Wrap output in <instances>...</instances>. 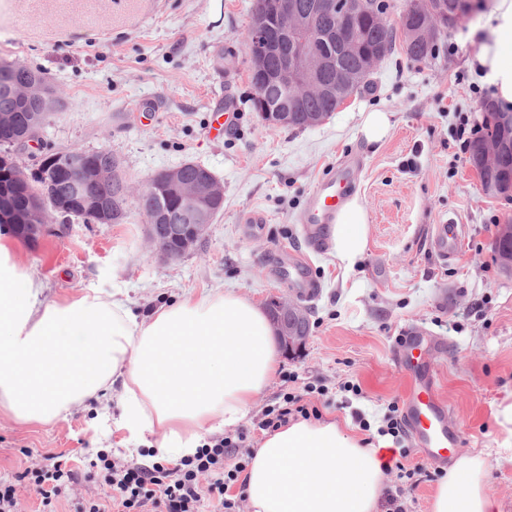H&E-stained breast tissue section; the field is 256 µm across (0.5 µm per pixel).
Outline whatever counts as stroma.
Returning <instances> with one entry per match:
<instances>
[{"instance_id": "35a3bbf8", "label": "stroma", "mask_w": 512, "mask_h": 512, "mask_svg": "<svg viewBox=\"0 0 512 512\" xmlns=\"http://www.w3.org/2000/svg\"><path fill=\"white\" fill-rule=\"evenodd\" d=\"M254 0H0V58L44 72L60 90L26 166L59 148L107 149L133 188L187 161L208 167L224 185V208L197 247L176 262L161 260L145 235L137 196L122 224L79 218L45 224L37 243L17 240L21 267L43 281L48 298L89 288L122 291L146 313L186 292L232 291L265 306L294 298L269 260L281 248L305 254L321 292L306 301L310 333L301 350L282 354L278 376L259 396L243 426L251 446L262 431L253 420L294 386L325 385L320 411L351 433L360 422L380 428L390 404H401L404 379L394 363L395 339L423 329L448 345L435 361L441 392L459 428L457 453L482 455L487 490L512 512V453L502 410L512 404V273L497 260L502 225L512 224V197L485 194L469 162L462 127L483 128L485 101L497 90L478 62L486 16L449 30L427 62L395 49L375 69L369 90L353 96L318 126L271 129L249 102L247 47ZM238 109L223 137L209 136L212 109L224 99ZM392 115L384 141L368 144L362 113ZM356 153L355 197L367 213L366 248L353 264L334 247L307 252L295 217L310 191L344 156ZM251 213L267 223L242 224ZM455 215L467 235L453 260L430 250L432 228ZM361 387V394L345 388ZM119 415L116 399L92 397L55 423L24 425L0 415V474L23 475L47 454L62 456L75 487L96 491L90 477L98 451L143 463L145 446L125 449L120 433L98 416ZM422 465L402 497L404 512H430L441 481Z\"/></svg>"}]
</instances>
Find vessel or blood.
Returning a JSON list of instances; mask_svg holds the SVG:
<instances>
[{
    "label": "vessel or blood",
    "mask_w": 512,
    "mask_h": 512,
    "mask_svg": "<svg viewBox=\"0 0 512 512\" xmlns=\"http://www.w3.org/2000/svg\"><path fill=\"white\" fill-rule=\"evenodd\" d=\"M355 162V156H347L311 190L302 215L305 241L311 250L325 247L330 225L349 200ZM465 235L464 225L455 218L441 217L433 228L430 248L442 259H453ZM274 274L303 297H315L319 290L306 265L287 253H280ZM442 347L440 339L407 331L397 341L394 358L406 382L404 420L409 438L429 462L444 466L453 456L460 433L449 426L448 404L438 394L433 356Z\"/></svg>",
    "instance_id": "obj_1"
}]
</instances>
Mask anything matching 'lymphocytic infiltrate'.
<instances>
[{
	"label": "lymphocytic infiltrate",
	"instance_id": "obj_1",
	"mask_svg": "<svg viewBox=\"0 0 512 512\" xmlns=\"http://www.w3.org/2000/svg\"><path fill=\"white\" fill-rule=\"evenodd\" d=\"M316 405L303 394L284 393L279 404L265 407L256 423L273 432L302 418L320 419ZM252 456L249 434L240 430L212 437L193 456L180 459L174 467L121 463L108 453H98V483L101 493L79 498L75 512H201L211 503L214 512H236L237 502L227 496L238 482Z\"/></svg>",
	"mask_w": 512,
	"mask_h": 512
}]
</instances>
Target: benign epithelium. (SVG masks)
Masks as SVG:
<instances>
[{
	"mask_svg": "<svg viewBox=\"0 0 512 512\" xmlns=\"http://www.w3.org/2000/svg\"><path fill=\"white\" fill-rule=\"evenodd\" d=\"M324 15L334 18L335 23L329 29L319 31L317 22ZM366 16L386 24L384 17L377 13L374 0H316L308 13L298 12L288 0H273L271 11L255 15L248 36L253 58L251 75L258 87H274L279 92L276 102L262 101L261 118L267 127L281 128L295 122V103L302 96L325 92L345 102L365 85L380 63V55L370 57L359 71L345 72L336 67L335 55L323 53L317 45L327 41L341 49H356L360 44L358 24ZM451 18L452 3L449 0L440 3L409 0L400 24L413 43L446 29ZM17 95L31 113L30 120L19 128H12L8 137L16 152V156L7 160L13 170L14 183L11 191L0 193V217L24 233L40 227L52 214L65 218L73 214L88 224L112 223V202L98 192L100 181L112 175V168L89 163L82 150L69 151L65 164L57 172L64 180L69 203H58L47 189L38 193L30 189L29 175L38 174L44 178L51 171L48 154L42 155L37 167L29 172L19 161V155L40 139L45 115L39 108L44 96L34 97L27 88L18 89ZM507 150H512V141L494 138L480 150V155L492 159ZM159 187L167 190L166 198L176 202L181 223L169 224L164 210L151 209L147 241L163 260L177 261L206 235L213 218L223 208L224 188L209 171L188 178L185 169L177 167L158 174L141 189L140 196L151 205ZM16 195L29 196L27 205H16ZM269 314L284 351L290 354L301 348L307 339L303 332L308 323L307 310L295 301L273 297L269 301Z\"/></svg>",
	"mask_w": 512,
	"mask_h": 512,
	"instance_id": "obj_1",
	"label": "benign epithelium"
}]
</instances>
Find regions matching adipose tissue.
<instances>
[{
	"label": "adipose tissue",
	"instance_id": "adipose-tissue-1",
	"mask_svg": "<svg viewBox=\"0 0 512 512\" xmlns=\"http://www.w3.org/2000/svg\"><path fill=\"white\" fill-rule=\"evenodd\" d=\"M493 42L478 61L512 102V0H494ZM366 212L350 200L332 238L354 264L366 246ZM280 366L266 313L233 292L187 293L140 316L121 292L84 290L48 300L0 232V414L48 425L87 398L116 391L115 429L148 444L154 460L196 453L204 435L236 427ZM386 453L333 421L299 419L265 434L246 471L252 512H378ZM481 456L456 458L430 512H501L486 491Z\"/></svg>",
	"mask_w": 512,
	"mask_h": 512
}]
</instances>
